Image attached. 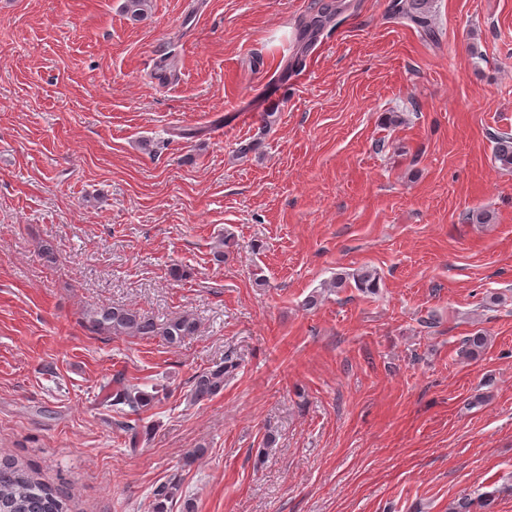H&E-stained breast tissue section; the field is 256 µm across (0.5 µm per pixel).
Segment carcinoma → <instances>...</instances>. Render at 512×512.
<instances>
[{
    "label": "carcinoma",
    "instance_id": "cac0c4a2",
    "mask_svg": "<svg viewBox=\"0 0 512 512\" xmlns=\"http://www.w3.org/2000/svg\"><path fill=\"white\" fill-rule=\"evenodd\" d=\"M151 0H125L124 13L133 21L147 15ZM402 12L420 28L425 35H434V27L428 10L427 0H407ZM494 158L500 167L512 169V134L494 133ZM355 287L363 293H373L378 289L379 278L370 270H362L352 275ZM83 326L97 336L151 337L159 336L174 346L197 330L195 320L189 315L173 317L163 323H156L144 317L137 310L121 306H102L83 313ZM486 336L477 332L466 337L461 353L467 357H477L486 348ZM239 368L236 358L226 355L218 364L207 367L191 381L189 397L198 403L211 399L224 392V386ZM154 396L140 390L118 373L112 378V388L104 402L112 406L123 405L128 410L121 411L125 420L119 422L120 429L128 436L130 444L139 442L140 413L153 401ZM181 497V484L176 479L159 484L153 490L152 512H172L173 503ZM495 493L488 492L476 499L462 497L449 512H491ZM0 512H71L70 498L58 487L42 480L38 474L9 457H0Z\"/></svg>",
    "mask_w": 512,
    "mask_h": 512
}]
</instances>
